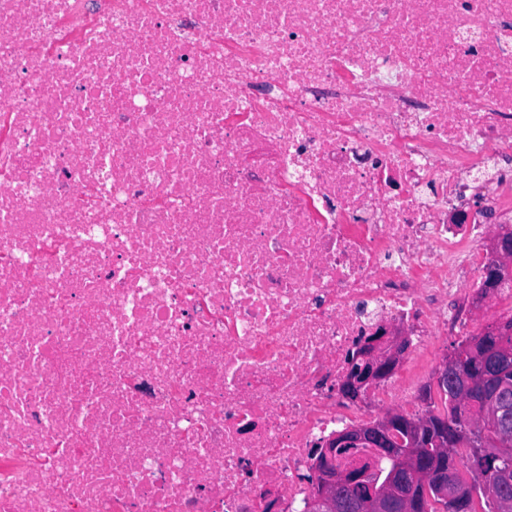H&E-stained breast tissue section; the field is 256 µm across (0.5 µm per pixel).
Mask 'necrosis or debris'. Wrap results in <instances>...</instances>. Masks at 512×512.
Masks as SVG:
<instances>
[{
    "mask_svg": "<svg viewBox=\"0 0 512 512\" xmlns=\"http://www.w3.org/2000/svg\"><path fill=\"white\" fill-rule=\"evenodd\" d=\"M509 214L512 0H0V512H308ZM405 344V337L396 329L381 330L363 348L360 360L345 379L344 396L355 401L368 387L396 371L402 359L404 361Z\"/></svg>",
    "mask_w": 512,
    "mask_h": 512,
    "instance_id": "necrosis-or-debris-1",
    "label": "necrosis or debris"
}]
</instances>
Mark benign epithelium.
<instances>
[{"label":"benign epithelium","instance_id":"benign-epithelium-1","mask_svg":"<svg viewBox=\"0 0 512 512\" xmlns=\"http://www.w3.org/2000/svg\"><path fill=\"white\" fill-rule=\"evenodd\" d=\"M499 265L483 270L486 294L494 295L500 288L499 267L512 262V238L503 232L492 236ZM406 339L395 329L379 332L363 348L360 360L342 387L344 396L352 401L371 385L381 381L398 368L405 354ZM506 346L499 340L471 342L464 354L477 359L484 372L466 378L459 374L458 355L445 357L434 373L433 386L446 389L454 397L458 410L436 420L426 413L418 421H411L398 411H388L374 421L336 435L322 453V468L312 494L310 509L314 512H418L419 498L439 499L452 503L455 512H472L476 489L497 500L504 512L512 509V501L502 495L501 489L482 481L483 456L495 453L507 457L512 454V416L506 414L512 403V380L490 379L497 370ZM467 420L474 430L487 427L495 435L481 447L472 450L465 460L472 474L469 484L457 476L455 448H464L466 441L450 448L443 437H451L457 429V418ZM342 448H371L380 457H389L395 449H406L400 462L379 484L371 479V469L348 466L339 462ZM357 483L368 486L369 500L359 503L346 494V489Z\"/></svg>","mask_w":512,"mask_h":512}]
</instances>
